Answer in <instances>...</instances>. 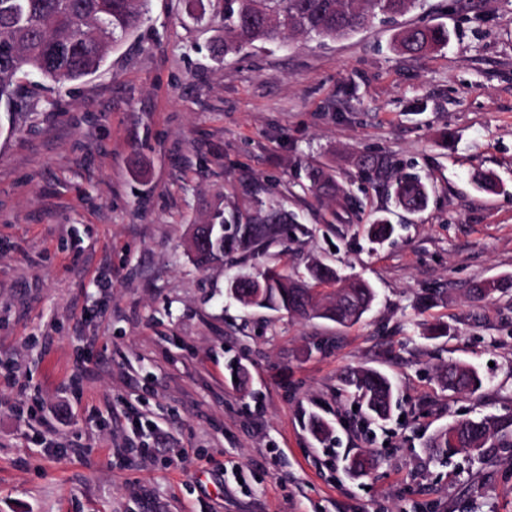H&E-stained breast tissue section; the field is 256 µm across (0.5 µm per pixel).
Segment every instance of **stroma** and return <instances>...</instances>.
<instances>
[{
	"label": "stroma",
	"mask_w": 512,
	"mask_h": 512,
	"mask_svg": "<svg viewBox=\"0 0 512 512\" xmlns=\"http://www.w3.org/2000/svg\"><path fill=\"white\" fill-rule=\"evenodd\" d=\"M223 16L224 0H151L96 74L0 112V512H512V448L443 463L424 446L512 413V288L470 294L512 280V0H427L345 39L227 57ZM431 25L447 45L398 50ZM375 153L422 177L424 211L362 179ZM318 168L361 209L318 199ZM257 198L293 217L282 239L198 268L191 226ZM377 216L396 227L381 245ZM315 260L371 283L361 322L227 293L230 275ZM451 360L482 389H442ZM361 367L396 384L389 421L353 424L341 377ZM132 408L156 432L131 434ZM368 450L379 466L346 473ZM448 43V29L443 26L410 27L400 34L401 49L416 57H423L429 52Z\"/></svg>",
	"instance_id": "obj_1"
}]
</instances>
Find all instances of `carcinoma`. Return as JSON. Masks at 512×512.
I'll return each mask as SVG.
<instances>
[{
	"mask_svg": "<svg viewBox=\"0 0 512 512\" xmlns=\"http://www.w3.org/2000/svg\"><path fill=\"white\" fill-rule=\"evenodd\" d=\"M148 0H0V106L14 110L22 102L29 77L54 83L76 82L95 74L109 52L144 21ZM422 5V0H224V54L246 47L285 46V31L311 39H344L377 20L401 15ZM448 43L443 26L410 27L400 34L401 49L416 57ZM357 165L370 180L388 184L395 204L410 213L425 209L428 189L420 179L391 171L379 155H363ZM312 189L319 197L339 194L348 205L361 202L340 188L324 170L311 174ZM212 219L222 225L220 243H208L210 224L199 231L203 256L194 259L206 269L234 253H257L258 248L278 239L288 212L258 202L245 212L217 210ZM394 225L375 218L368 237L382 243L392 237ZM251 278L257 285L229 280L227 292L239 302L258 308L286 311L310 318H323L342 326L353 325L367 313L376 294L362 279L343 277L320 261L308 267L300 279L276 267L260 266ZM439 384L455 393L475 394L483 379L469 364L451 362L440 368ZM347 392L373 420L387 419L395 405L396 388L385 374L368 368L350 369L342 377ZM512 448V415H483L455 420L438 429L426 447L441 460L467 453L481 456L490 447Z\"/></svg>",
	"mask_w": 512,
	"mask_h": 512,
	"instance_id": "obj_1",
	"label": "carcinoma"
}]
</instances>
